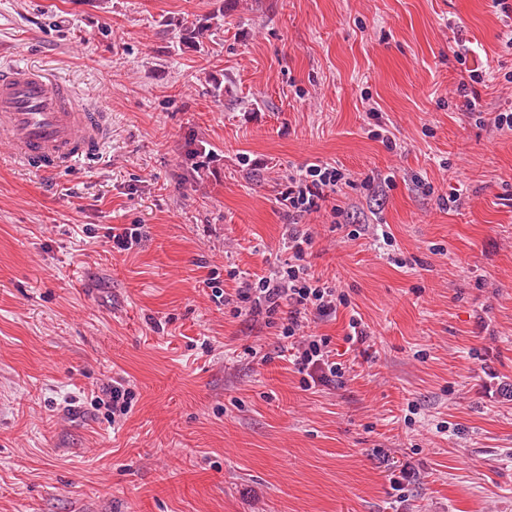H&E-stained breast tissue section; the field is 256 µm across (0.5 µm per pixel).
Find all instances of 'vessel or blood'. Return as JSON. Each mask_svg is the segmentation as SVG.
I'll use <instances>...</instances> for the list:
<instances>
[{"label": "vessel or blood", "instance_id": "vessel-or-blood-1", "mask_svg": "<svg viewBox=\"0 0 512 512\" xmlns=\"http://www.w3.org/2000/svg\"><path fill=\"white\" fill-rule=\"evenodd\" d=\"M106 136L104 114L80 104L64 83L27 65L0 66V138L25 167L75 166L98 155Z\"/></svg>", "mask_w": 512, "mask_h": 512}]
</instances>
